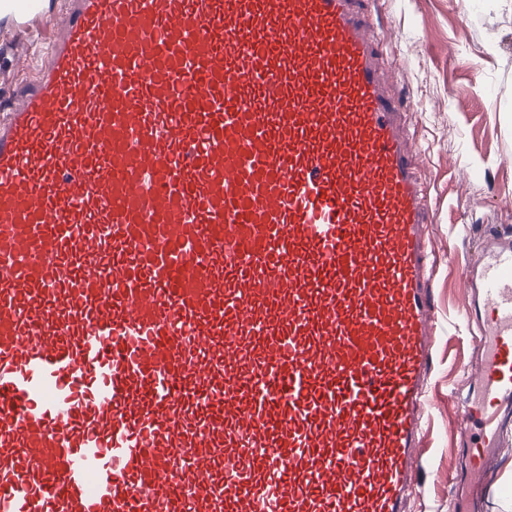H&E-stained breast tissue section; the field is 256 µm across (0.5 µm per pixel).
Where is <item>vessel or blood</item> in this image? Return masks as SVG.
Returning a JSON list of instances; mask_svg holds the SVG:
<instances>
[{"label": "vessel or blood", "mask_w": 512, "mask_h": 512, "mask_svg": "<svg viewBox=\"0 0 512 512\" xmlns=\"http://www.w3.org/2000/svg\"><path fill=\"white\" fill-rule=\"evenodd\" d=\"M358 0H61L0 103V512H408L443 330L465 493L512 422V235L441 323Z\"/></svg>", "instance_id": "vessel-or-blood-1"}]
</instances>
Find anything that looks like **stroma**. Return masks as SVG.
<instances>
[{
  "instance_id": "stroma-1",
  "label": "stroma",
  "mask_w": 512,
  "mask_h": 512,
  "mask_svg": "<svg viewBox=\"0 0 512 512\" xmlns=\"http://www.w3.org/2000/svg\"><path fill=\"white\" fill-rule=\"evenodd\" d=\"M384 24L397 89L406 94L409 131L424 154L430 243L440 319L464 300L459 266L485 224L512 226V12L495 0H373ZM48 44L41 23L0 20V101L20 81L22 54ZM468 331L440 338L431 378L427 464L411 512H454L448 472L456 466L459 425L450 391L471 360Z\"/></svg>"
}]
</instances>
